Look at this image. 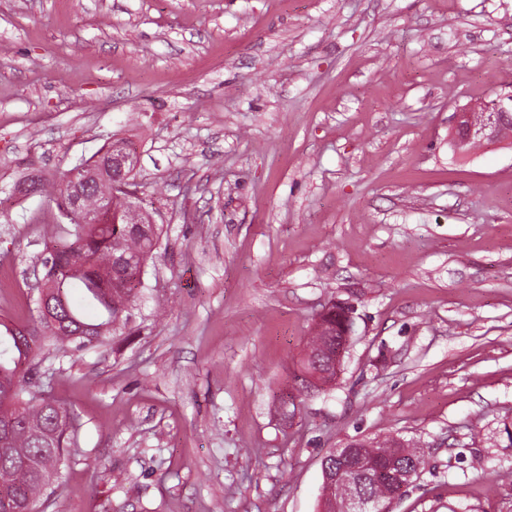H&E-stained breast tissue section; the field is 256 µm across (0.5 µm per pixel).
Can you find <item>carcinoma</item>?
Masks as SVG:
<instances>
[{
  "label": "carcinoma",
  "mask_w": 512,
  "mask_h": 512,
  "mask_svg": "<svg viewBox=\"0 0 512 512\" xmlns=\"http://www.w3.org/2000/svg\"><path fill=\"white\" fill-rule=\"evenodd\" d=\"M101 159L98 154L30 184L34 195L55 204L65 227L62 244L46 254L44 291L34 299L32 324L0 329V512L38 506L69 449L79 445L78 418L38 384L46 354L74 356L128 341L133 312L145 292L144 274L161 246L163 230L151 214L129 216L131 198L139 197L140 190L128 169L89 188L84 208L91 220L71 209L74 172L96 168ZM85 305L95 310V319L85 315ZM339 329L332 306L320 315L307 341L295 377L296 394H285L278 402L285 420L292 421L300 411L297 396L332 386ZM358 445L372 464V478L361 488L370 498L398 500L402 491L392 475L410 470L417 478L423 470L419 448L389 437ZM321 500L323 512H342V494L325 484Z\"/></svg>",
  "instance_id": "carcinoma-1"
}]
</instances>
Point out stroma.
Returning a JSON list of instances; mask_svg holds the SVG:
<instances>
[{"label":"stroma","instance_id":"1","mask_svg":"<svg viewBox=\"0 0 512 512\" xmlns=\"http://www.w3.org/2000/svg\"><path fill=\"white\" fill-rule=\"evenodd\" d=\"M511 86L512 0H0V321L56 231L23 169L126 139L164 231L134 342L42 378L83 425L48 512H319L385 437L427 458L393 512H512V137L449 146ZM334 303L340 379L285 422ZM342 453L343 457H347L350 460L358 458L355 452L351 448H336V453ZM336 453L334 450L329 451L322 460V474H323V485H322V507L323 512H343L342 511V494L336 492V488L331 490L327 489L325 482L326 477L336 476V469L339 468L340 463L336 460ZM343 483V477L341 475L336 476V485Z\"/></svg>","mask_w":512,"mask_h":512}]
</instances>
